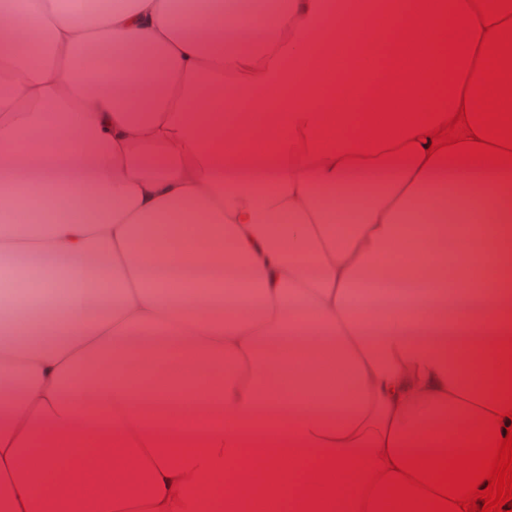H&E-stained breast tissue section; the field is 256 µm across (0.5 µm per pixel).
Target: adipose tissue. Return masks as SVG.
<instances>
[{"instance_id": "ef3b65f1", "label": "adipose tissue", "mask_w": 512, "mask_h": 512, "mask_svg": "<svg viewBox=\"0 0 512 512\" xmlns=\"http://www.w3.org/2000/svg\"><path fill=\"white\" fill-rule=\"evenodd\" d=\"M365 16L0 0V252L67 283L0 297V512H199L202 487L232 512L251 484L285 504L322 452L481 427L512 338V168L352 153L362 105L323 40ZM344 67L368 95L387 79ZM203 82L251 108L205 123Z\"/></svg>"}]
</instances>
